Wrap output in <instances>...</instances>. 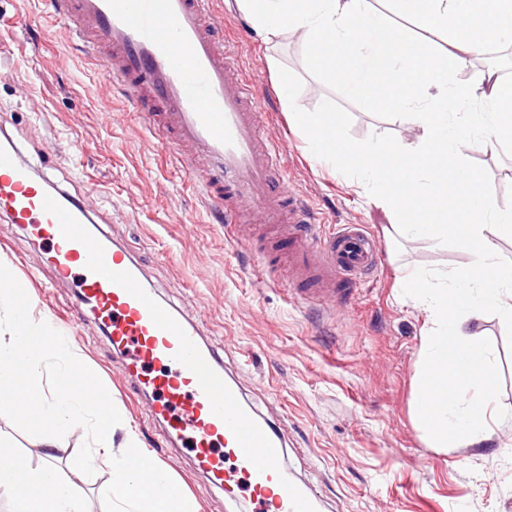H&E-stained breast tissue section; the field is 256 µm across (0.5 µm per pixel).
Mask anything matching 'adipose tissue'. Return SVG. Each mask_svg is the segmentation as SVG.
Segmentation results:
<instances>
[{
	"label": "adipose tissue",
	"instance_id": "ef3b65f1",
	"mask_svg": "<svg viewBox=\"0 0 512 512\" xmlns=\"http://www.w3.org/2000/svg\"><path fill=\"white\" fill-rule=\"evenodd\" d=\"M243 2L266 37L295 34L325 45L322 67L333 68L337 54L353 50L372 56L355 81L359 97L373 98L389 85L399 89V118L414 133L410 141L345 139L342 119L332 113L299 112L295 118L316 150L341 144L345 163L373 183L375 204L397 219L401 236L452 245L465 255V263L441 275L409 266L400 271L403 295L424 309L431 324L420 352L414 416L433 448L490 439L496 365L479 324L492 313L512 325V265L498 257L499 241L512 240V207L500 205L490 189L472 194L483 175L470 154L512 144V84L493 69L475 72L465 90L453 78L484 47L474 20H486L498 43L512 44V0H388L384 11L373 0ZM396 14L443 32L444 48L421 54L413 34L393 22ZM474 99L481 110L471 109ZM12 458L0 448V497L12 501L13 512H85L77 484L57 482L47 467L8 471Z\"/></svg>",
	"mask_w": 512,
	"mask_h": 512
}]
</instances>
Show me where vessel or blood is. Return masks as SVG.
I'll return each instance as SVG.
<instances>
[{
    "mask_svg": "<svg viewBox=\"0 0 512 512\" xmlns=\"http://www.w3.org/2000/svg\"><path fill=\"white\" fill-rule=\"evenodd\" d=\"M214 0H49L95 56L103 77L164 130L161 151L192 153L215 221L288 225L291 293L306 303L344 304L359 277L377 267L379 246L362 225L313 231L299 198L277 189L282 146L261 136L256 82L243 78L234 43L220 39ZM47 243L57 280L74 283L124 359L134 387L154 393L153 419L188 444L212 485L251 512H318L313 489L289 480L283 435L245 404L213 347L188 318L145 283L139 264L101 232L90 211L49 180L14 140L0 143V213Z\"/></svg>",
    "mask_w": 512,
    "mask_h": 512,
    "instance_id": "obj_1",
    "label": "vessel or blood"
}]
</instances>
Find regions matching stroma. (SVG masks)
Here are the masks:
<instances>
[{
	"mask_svg": "<svg viewBox=\"0 0 512 512\" xmlns=\"http://www.w3.org/2000/svg\"><path fill=\"white\" fill-rule=\"evenodd\" d=\"M242 0H216L225 34L234 37L238 64L260 75L265 102L261 133L281 140L290 192L309 204L321 230L362 224L381 241V264L356 283L350 304L331 311L291 301L284 238L210 221L195 177L154 145L143 121L101 75L71 27L53 18L48 0H0V39L11 46L0 60V126L27 157L43 160L54 181L112 216L103 232L141 265L160 297L194 321L205 344L221 350L245 402L287 437L282 462L290 477L316 489L320 512H512V327L495 316L481 324L496 355V402L505 424L486 448L428 447L412 418L420 376L426 313L402 301L396 288L403 264L449 270L465 257L425 240L389 237L392 217L371 200L365 181L342 159H317L297 127L279 82L288 77L304 112L343 116L349 139L378 143L406 137L394 114L398 89L371 103L333 80L315 59L318 46L283 35L265 41L249 18H236ZM500 204L512 206V147L475 152ZM47 247L19 225L0 221V263L25 283L34 316H68L77 323L74 351L121 406L140 442L199 512H246L196 476L187 451L167 447L149 418L148 398L134 393L122 361L72 288L56 283ZM0 438L58 478L82 487L87 512H105L102 487L73 459L86 438L71 428L58 448H44L0 416Z\"/></svg>",
	"mask_w": 512,
	"mask_h": 512,
	"instance_id": "1",
	"label": "stroma"
}]
</instances>
